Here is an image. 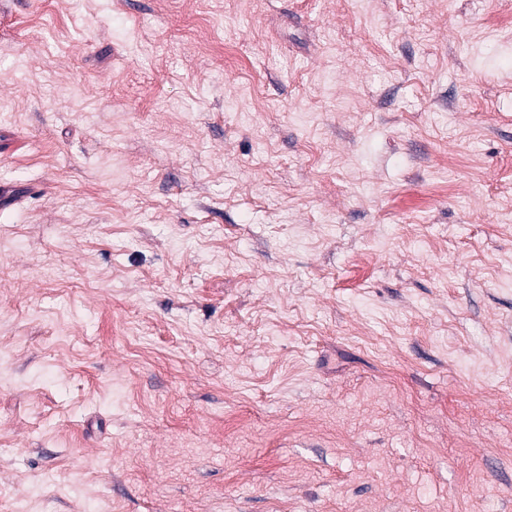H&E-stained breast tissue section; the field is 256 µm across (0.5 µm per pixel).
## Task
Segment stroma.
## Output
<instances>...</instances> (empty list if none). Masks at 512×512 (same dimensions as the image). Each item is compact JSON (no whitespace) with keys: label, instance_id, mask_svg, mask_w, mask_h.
I'll return each instance as SVG.
<instances>
[{"label":"stroma","instance_id":"1","mask_svg":"<svg viewBox=\"0 0 512 512\" xmlns=\"http://www.w3.org/2000/svg\"><path fill=\"white\" fill-rule=\"evenodd\" d=\"M0 512H512V0H0Z\"/></svg>","mask_w":512,"mask_h":512}]
</instances>
